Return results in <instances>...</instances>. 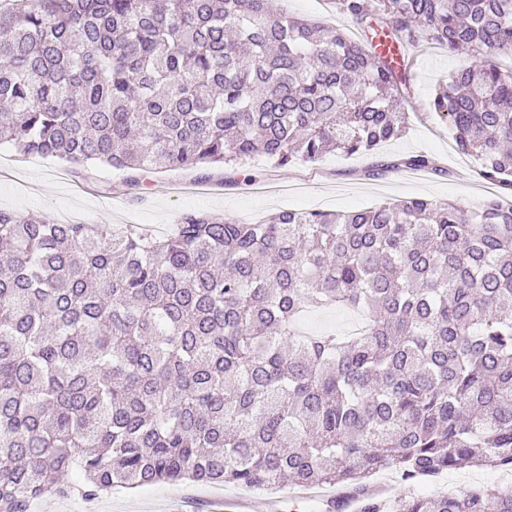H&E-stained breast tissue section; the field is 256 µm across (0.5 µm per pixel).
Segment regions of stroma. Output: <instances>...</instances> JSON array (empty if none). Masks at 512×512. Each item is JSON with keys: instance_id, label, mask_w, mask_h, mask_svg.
<instances>
[{"instance_id": "1", "label": "stroma", "mask_w": 512, "mask_h": 512, "mask_svg": "<svg viewBox=\"0 0 512 512\" xmlns=\"http://www.w3.org/2000/svg\"><path fill=\"white\" fill-rule=\"evenodd\" d=\"M289 15L350 31L347 17L334 0H274ZM413 61L406 76L411 94L401 106L409 114L401 136L383 143L370 154L333 152L310 163L301 159L285 167L256 157L248 162L255 184L274 182L279 193L259 196L235 183L232 172L215 176L200 194H173V187L191 182L190 172L172 169L151 174L132 198L124 185V172L108 166L82 176L66 162L25 156L11 148L0 149V207L21 214H35L56 222L70 217L80 224H137L149 230H170L189 210H201L227 219L259 223L280 211H328L345 213L373 207L385 201L420 198L448 201L476 210L500 188L488 186L478 173L479 165L462 154L448 129L446 116L429 107L435 87L448 75L469 65L470 55L451 53L434 43H421L408 51ZM428 155L437 173L415 177L408 171H389L365 177L372 164L398 158ZM512 481V471L461 468L443 472L432 480H404L392 469L375 474L371 482L385 485L392 496L414 497L499 487ZM272 497V490L233 484L201 485L189 481L160 483L134 490L115 489L88 499L73 493L32 503L30 512H209L213 497Z\"/></svg>"}]
</instances>
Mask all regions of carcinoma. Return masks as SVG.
I'll list each match as a JSON object with an SVG mask.
<instances>
[{
  "instance_id": "obj_1",
  "label": "carcinoma",
  "mask_w": 512,
  "mask_h": 512,
  "mask_svg": "<svg viewBox=\"0 0 512 512\" xmlns=\"http://www.w3.org/2000/svg\"><path fill=\"white\" fill-rule=\"evenodd\" d=\"M0 0V145L78 167H280L401 135L388 36L473 61L431 100L512 192V0ZM437 171L425 154L368 169ZM0 512L190 481L329 486L358 512H512V489L371 498L370 478L512 470V203L423 199L152 235L0 209ZM362 315L302 333L310 309ZM82 482L74 484L71 474ZM272 3L289 15L332 25L354 37V34L350 33V30L353 32V28L349 20L338 12L332 0H274Z\"/></svg>"
}]
</instances>
